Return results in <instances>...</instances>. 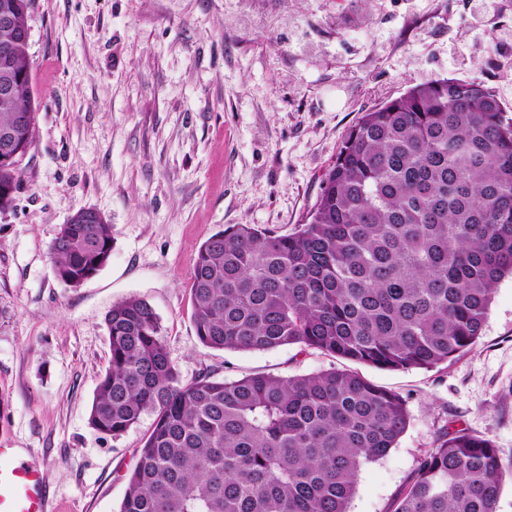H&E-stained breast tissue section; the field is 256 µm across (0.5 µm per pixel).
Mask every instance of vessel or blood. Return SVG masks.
Returning <instances> with one entry per match:
<instances>
[{
  "instance_id": "1",
  "label": "vessel or blood",
  "mask_w": 512,
  "mask_h": 512,
  "mask_svg": "<svg viewBox=\"0 0 512 512\" xmlns=\"http://www.w3.org/2000/svg\"><path fill=\"white\" fill-rule=\"evenodd\" d=\"M0 512H55L43 464L14 448H0Z\"/></svg>"
}]
</instances>
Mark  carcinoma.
<instances>
[{"mask_svg": "<svg viewBox=\"0 0 512 512\" xmlns=\"http://www.w3.org/2000/svg\"><path fill=\"white\" fill-rule=\"evenodd\" d=\"M29 42L9 64L23 94L0 100V133L31 143ZM112 256L104 218L61 226L55 277L76 287ZM512 276V118L478 78H431L363 114L308 222L288 234L233 224L198 250L190 299L216 350L299 345L380 369H431L475 348L500 280ZM109 366L90 426L117 435L142 413L118 512H347L357 473L396 447L405 399L349 370L184 383L160 319L131 297L105 315ZM512 479L494 442L444 431L390 512H497Z\"/></svg>", "mask_w": 512, "mask_h": 512, "instance_id": "cac0c4a2", "label": "carcinoma"}]
</instances>
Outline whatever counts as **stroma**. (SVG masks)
Instances as JSON below:
<instances>
[{
  "mask_svg": "<svg viewBox=\"0 0 512 512\" xmlns=\"http://www.w3.org/2000/svg\"><path fill=\"white\" fill-rule=\"evenodd\" d=\"M39 101L12 210L0 213V446L44 464L65 512H118L154 422H88L108 367L105 315L130 297L160 317L182 381L357 368L399 393L410 423L365 464L349 512H389L443 431L489 436L512 459V278L473 351L430 370L351 365L297 345L214 350L190 275L233 224L305 223L363 112L430 78L482 79L512 110V0H32ZM82 207L112 226L109 263L80 287L49 246Z\"/></svg>",
  "mask_w": 512,
  "mask_h": 512,
  "instance_id": "35a3bbf8",
  "label": "stroma"
}]
</instances>
